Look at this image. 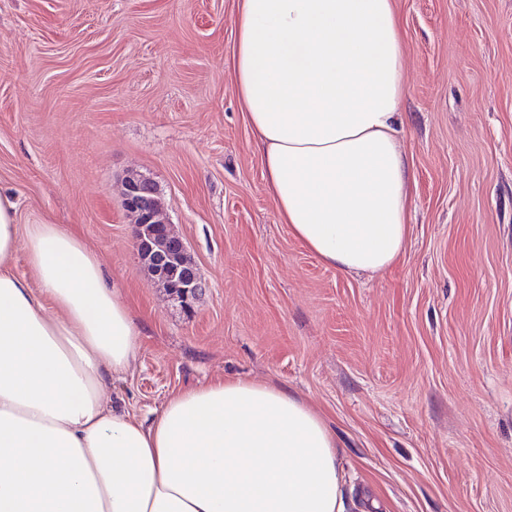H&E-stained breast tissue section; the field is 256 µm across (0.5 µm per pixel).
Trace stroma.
Returning <instances> with one entry per match:
<instances>
[{"instance_id":"obj_1","label":"stroma","mask_w":512,"mask_h":512,"mask_svg":"<svg viewBox=\"0 0 512 512\" xmlns=\"http://www.w3.org/2000/svg\"><path fill=\"white\" fill-rule=\"evenodd\" d=\"M237 0H0V193L69 224L140 329L139 416L218 377L335 430L349 512H512V0H397L415 177L391 268L324 265L278 221L232 81ZM150 176L207 283L171 307L122 205Z\"/></svg>"}]
</instances>
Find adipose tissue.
I'll return each instance as SVG.
<instances>
[{"instance_id": "obj_1", "label": "adipose tissue", "mask_w": 512, "mask_h": 512, "mask_svg": "<svg viewBox=\"0 0 512 512\" xmlns=\"http://www.w3.org/2000/svg\"><path fill=\"white\" fill-rule=\"evenodd\" d=\"M235 25L232 77L281 223L328 267L384 271L413 181L395 0H238ZM17 214L0 194V512H345L336 438L286 388L215 378L149 419L111 401L137 321L73 229Z\"/></svg>"}]
</instances>
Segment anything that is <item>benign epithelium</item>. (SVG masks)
<instances>
[{
    "label": "benign epithelium",
    "instance_id": "benign-epithelium-1",
    "mask_svg": "<svg viewBox=\"0 0 512 512\" xmlns=\"http://www.w3.org/2000/svg\"><path fill=\"white\" fill-rule=\"evenodd\" d=\"M122 197L125 210L135 217L132 240L139 263L172 305L190 310L205 285L186 242L166 218L155 183L144 173L130 172Z\"/></svg>",
    "mask_w": 512,
    "mask_h": 512
}]
</instances>
